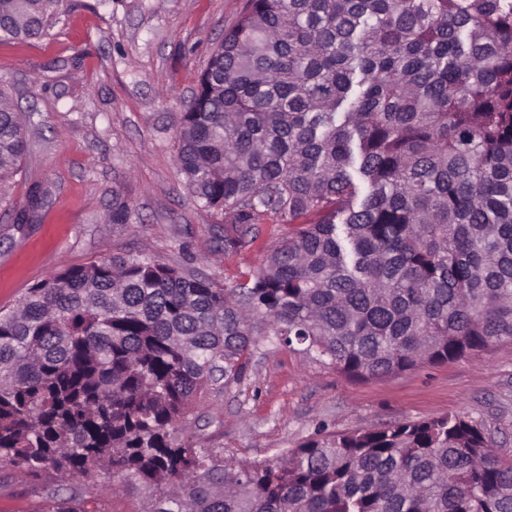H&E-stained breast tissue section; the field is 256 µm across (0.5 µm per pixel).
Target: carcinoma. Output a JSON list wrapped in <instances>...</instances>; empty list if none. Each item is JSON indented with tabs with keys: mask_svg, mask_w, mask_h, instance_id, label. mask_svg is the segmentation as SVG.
Listing matches in <instances>:
<instances>
[{
	"mask_svg": "<svg viewBox=\"0 0 512 512\" xmlns=\"http://www.w3.org/2000/svg\"><path fill=\"white\" fill-rule=\"evenodd\" d=\"M69 0H0V39L51 35ZM26 121L0 91V198ZM192 201L235 283L148 255L68 266L0 312V467L106 471L141 512H512V460L445 416L244 462L197 445L201 395L255 349L305 346L352 381L512 343V0H247L181 114ZM132 208L112 198L110 220ZM42 512H100L47 493Z\"/></svg>",
	"mask_w": 512,
	"mask_h": 512,
	"instance_id": "1",
	"label": "carcinoma"
}]
</instances>
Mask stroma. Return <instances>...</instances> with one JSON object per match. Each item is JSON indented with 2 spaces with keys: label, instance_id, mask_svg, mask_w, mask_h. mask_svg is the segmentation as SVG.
Instances as JSON below:
<instances>
[{
  "label": "stroma",
  "instance_id": "obj_1",
  "mask_svg": "<svg viewBox=\"0 0 512 512\" xmlns=\"http://www.w3.org/2000/svg\"><path fill=\"white\" fill-rule=\"evenodd\" d=\"M245 0H71L54 36L0 40V89L29 113L27 151L0 208V310L57 269L146 254L218 279L256 272L261 246L224 252L222 218L193 203L176 130L213 47ZM45 205L29 210L32 188ZM131 223L107 216L113 196ZM193 409L199 445L243 460L333 433L459 415L482 422L512 458V345L354 382L301 347L255 351L246 378ZM45 486L0 470V512H39Z\"/></svg>",
  "mask_w": 512,
  "mask_h": 512
}]
</instances>
